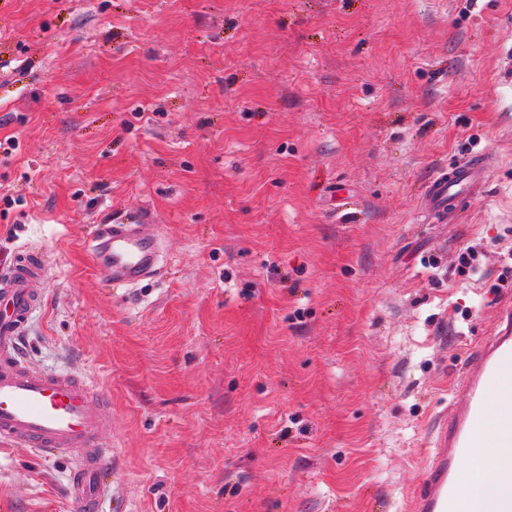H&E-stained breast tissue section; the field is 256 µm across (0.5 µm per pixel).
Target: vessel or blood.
I'll return each instance as SVG.
<instances>
[{
	"instance_id": "1",
	"label": "vessel or blood",
	"mask_w": 512,
	"mask_h": 512,
	"mask_svg": "<svg viewBox=\"0 0 512 512\" xmlns=\"http://www.w3.org/2000/svg\"><path fill=\"white\" fill-rule=\"evenodd\" d=\"M485 165L476 154L450 172L436 174L427 186L426 208L440 215L448 199H471L483 185ZM95 240L90 259L107 288L137 283L157 269L158 240L138 225L104 226ZM44 275V260L32 251L19 253L7 276L0 278V442L76 456L73 512H98L114 455L98 445L110 411L88 380L32 369L20 350L36 304L33 285ZM473 355L476 367L464 372L456 385L463 401L452 404L437 423L434 451L415 492L413 512H459V460L478 456L492 442L512 448L511 307L501 309L490 336ZM491 468L495 479L485 489L482 512H512V461L495 459Z\"/></svg>"
}]
</instances>
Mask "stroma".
<instances>
[{"instance_id": "obj_1", "label": "stroma", "mask_w": 512, "mask_h": 512, "mask_svg": "<svg viewBox=\"0 0 512 512\" xmlns=\"http://www.w3.org/2000/svg\"><path fill=\"white\" fill-rule=\"evenodd\" d=\"M136 218L158 269L103 288ZM25 247L29 364L111 408L105 512H411L512 305V0H0V271ZM72 469L0 446V512H72ZM485 165L482 155L476 154L448 173H437L427 186L426 208L440 215L444 213L448 199H471L473 193L482 188ZM90 259L104 275L107 288L134 284L157 270L158 239L145 235L138 224H110L95 237Z\"/></svg>"}]
</instances>
